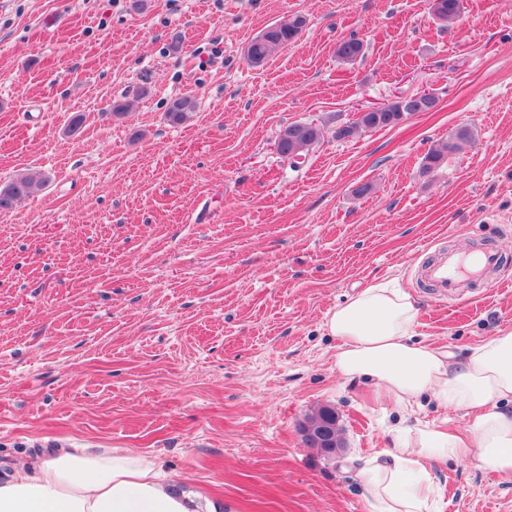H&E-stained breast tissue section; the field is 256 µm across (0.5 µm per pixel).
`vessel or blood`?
Returning <instances> with one entry per match:
<instances>
[{
    "label": "vessel or blood",
    "instance_id": "obj_1",
    "mask_svg": "<svg viewBox=\"0 0 512 512\" xmlns=\"http://www.w3.org/2000/svg\"><path fill=\"white\" fill-rule=\"evenodd\" d=\"M498 261L499 255L494 251H449L427 263L423 268L422 277L440 295L449 297L456 294L461 283L482 280Z\"/></svg>",
    "mask_w": 512,
    "mask_h": 512
}]
</instances>
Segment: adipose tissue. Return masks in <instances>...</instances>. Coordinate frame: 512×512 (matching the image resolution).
I'll list each match as a JSON object with an SVG mask.
<instances>
[{
  "mask_svg": "<svg viewBox=\"0 0 512 512\" xmlns=\"http://www.w3.org/2000/svg\"><path fill=\"white\" fill-rule=\"evenodd\" d=\"M417 309L392 282L368 285L327 316L336 368L367 378L396 405L424 395L467 411V435L436 429L404 438L402 448L359 470L369 512H436L433 461H469L512 475V330L455 361L447 350L413 342ZM0 512H228L223 499L168 478L151 455L121 448L46 453L0 480Z\"/></svg>",
  "mask_w": 512,
  "mask_h": 512,
  "instance_id": "1",
  "label": "adipose tissue"
}]
</instances>
